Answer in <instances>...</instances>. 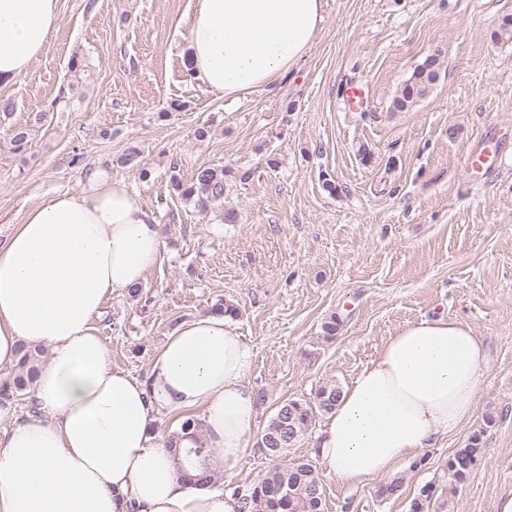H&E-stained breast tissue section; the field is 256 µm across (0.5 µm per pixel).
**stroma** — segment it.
<instances>
[{
    "label": "stroma",
    "mask_w": 512,
    "mask_h": 512,
    "mask_svg": "<svg viewBox=\"0 0 512 512\" xmlns=\"http://www.w3.org/2000/svg\"><path fill=\"white\" fill-rule=\"evenodd\" d=\"M193 9L194 0H61L47 52L6 93L15 108L0 123V241L44 197L83 190L94 170L123 179L165 249L139 295L112 296L94 318L112 364L145 378L184 322L233 304L231 324L254 352L249 382L266 394L262 428L285 400L349 385L409 324L470 325L491 359L472 417L400 462V498L377 500V476L343 486L322 475L324 512H409L422 486H445L449 455L488 415L484 455L449 512H493L512 490V41L494 37L512 0H326L299 66L235 99L211 94L184 65ZM437 48L433 91L390 111ZM77 54L88 72L76 83ZM71 82L68 107L52 111ZM351 86L368 99L353 111L342 100ZM39 111L48 123L12 152L8 128ZM202 124L211 133L200 142ZM494 133V169L471 177L467 155ZM132 145L137 164L120 165ZM201 167L224 169L223 206L174 193L172 174L187 182Z\"/></svg>",
    "instance_id": "1"
}]
</instances>
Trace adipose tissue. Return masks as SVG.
Wrapping results in <instances>:
<instances>
[{
    "instance_id": "1",
    "label": "adipose tissue",
    "mask_w": 512,
    "mask_h": 512,
    "mask_svg": "<svg viewBox=\"0 0 512 512\" xmlns=\"http://www.w3.org/2000/svg\"><path fill=\"white\" fill-rule=\"evenodd\" d=\"M325 0H196L186 66L219 97L266 89L308 54ZM60 0H0V91L46 53ZM164 243L138 194L97 170L77 193L44 197L0 242V377L20 345L46 347L18 419L0 398V512H238L217 487L180 479L159 442L163 413L202 409L199 447L224 475L240 467L256 427L253 351L220 314L183 324L146 379L112 365L92 319L138 285ZM490 367L467 324L438 317L391 336L343 391L315 443L321 467L351 484L466 423Z\"/></svg>"
}]
</instances>
